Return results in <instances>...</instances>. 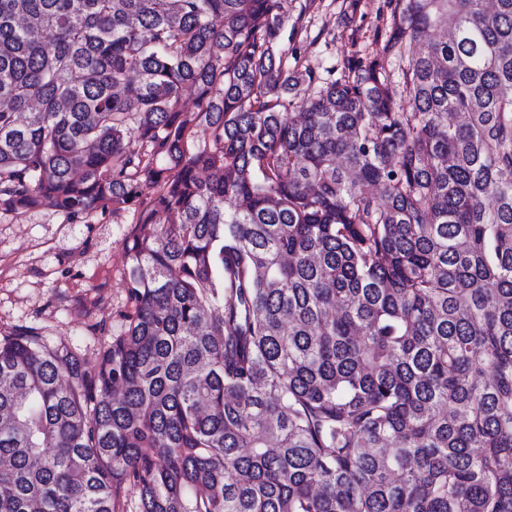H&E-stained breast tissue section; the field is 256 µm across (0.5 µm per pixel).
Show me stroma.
<instances>
[{
	"mask_svg": "<svg viewBox=\"0 0 512 512\" xmlns=\"http://www.w3.org/2000/svg\"><path fill=\"white\" fill-rule=\"evenodd\" d=\"M295 23L285 31L302 65L343 70L383 54L389 0H279ZM133 208L68 222L52 206L0 211V334L37 327L53 345L74 349L84 366L124 328L128 309L124 238Z\"/></svg>",
	"mask_w": 512,
	"mask_h": 512,
	"instance_id": "stroma-1",
	"label": "stroma"
}]
</instances>
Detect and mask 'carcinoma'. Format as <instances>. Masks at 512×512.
Here are the masks:
<instances>
[{
    "instance_id": "obj_1",
    "label": "carcinoma",
    "mask_w": 512,
    "mask_h": 512,
    "mask_svg": "<svg viewBox=\"0 0 512 512\" xmlns=\"http://www.w3.org/2000/svg\"><path fill=\"white\" fill-rule=\"evenodd\" d=\"M287 26L0 0V210L140 207L94 368L0 336V512H512V0L334 80Z\"/></svg>"
}]
</instances>
